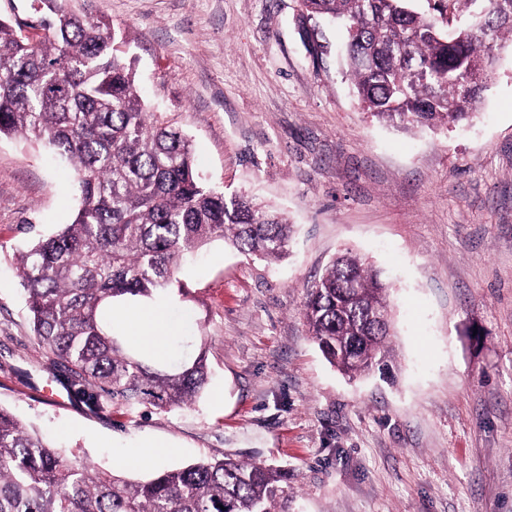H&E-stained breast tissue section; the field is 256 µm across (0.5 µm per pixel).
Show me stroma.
<instances>
[{
  "mask_svg": "<svg viewBox=\"0 0 512 512\" xmlns=\"http://www.w3.org/2000/svg\"><path fill=\"white\" fill-rule=\"evenodd\" d=\"M125 38L146 109L202 176L284 211L269 264L209 243L161 297L210 383L176 410L92 411L39 347L19 256L71 223V166L0 139V406L67 456L144 480L230 456L288 471L289 512H512V54L469 124L379 123L352 96L335 24L299 0H66ZM390 285L388 367L349 379L313 341L309 287L343 249ZM173 456L141 470L126 454Z\"/></svg>",
  "mask_w": 512,
  "mask_h": 512,
  "instance_id": "stroma-1",
  "label": "stroma"
}]
</instances>
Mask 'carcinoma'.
I'll list each match as a JSON object with an SVG mask.
<instances>
[{"mask_svg": "<svg viewBox=\"0 0 512 512\" xmlns=\"http://www.w3.org/2000/svg\"><path fill=\"white\" fill-rule=\"evenodd\" d=\"M32 0L26 20L0 18V137L42 142L78 174L72 223L21 256L32 329L48 361L93 409L105 402L173 410L208 384L204 347L149 361L104 321L107 309L154 300L181 261L215 238L278 261L291 226L281 211L204 184L192 141L146 112L133 61L104 17ZM310 19L344 30L347 76L361 104L392 127L437 129L473 120L512 43V0H301ZM389 285L346 252L304 303L309 332L349 376L386 366ZM0 512H288V472L211 458L143 481L78 464L0 408Z\"/></svg>", "mask_w": 512, "mask_h": 512, "instance_id": "cac0c4a2", "label": "carcinoma"}]
</instances>
